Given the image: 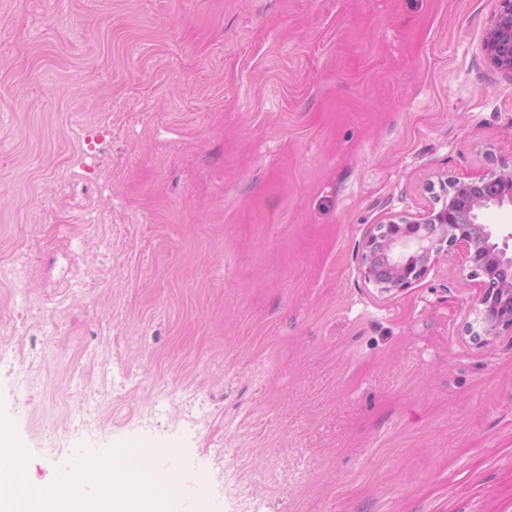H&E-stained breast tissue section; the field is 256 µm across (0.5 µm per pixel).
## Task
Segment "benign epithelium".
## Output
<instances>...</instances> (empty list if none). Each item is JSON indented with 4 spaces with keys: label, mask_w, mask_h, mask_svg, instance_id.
I'll list each match as a JSON object with an SVG mask.
<instances>
[{
    "label": "benign epithelium",
    "mask_w": 512,
    "mask_h": 512,
    "mask_svg": "<svg viewBox=\"0 0 512 512\" xmlns=\"http://www.w3.org/2000/svg\"><path fill=\"white\" fill-rule=\"evenodd\" d=\"M482 51L492 69L512 77V0H495ZM424 191L431 195L427 207L415 213L390 210L364 238L359 267L364 283L382 295H396L460 249L480 285L469 335L489 342L512 334V255L492 242L493 232L482 222L490 208H512V168H492L470 182L442 177L426 183Z\"/></svg>",
    "instance_id": "1"
}]
</instances>
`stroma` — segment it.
Returning <instances> with one entry per match:
<instances>
[{"instance_id":"1","label":"stroma","mask_w":512,"mask_h":512,"mask_svg":"<svg viewBox=\"0 0 512 512\" xmlns=\"http://www.w3.org/2000/svg\"><path fill=\"white\" fill-rule=\"evenodd\" d=\"M493 8L0 0V426L32 479L132 445L187 512H512V336L468 335L463 254L393 297L359 273L425 179L512 166Z\"/></svg>"}]
</instances>
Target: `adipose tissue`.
Instances as JSON below:
<instances>
[{
    "instance_id": "adipose-tissue-1",
    "label": "adipose tissue",
    "mask_w": 512,
    "mask_h": 512,
    "mask_svg": "<svg viewBox=\"0 0 512 512\" xmlns=\"http://www.w3.org/2000/svg\"><path fill=\"white\" fill-rule=\"evenodd\" d=\"M41 512H169L148 475L133 477L124 459L86 457L70 482L40 483Z\"/></svg>"
}]
</instances>
